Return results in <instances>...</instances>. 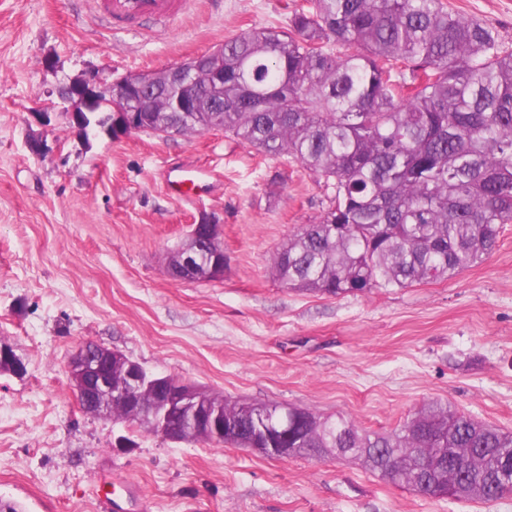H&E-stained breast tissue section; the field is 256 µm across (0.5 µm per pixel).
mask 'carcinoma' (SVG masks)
I'll return each instance as SVG.
<instances>
[{
  "mask_svg": "<svg viewBox=\"0 0 512 512\" xmlns=\"http://www.w3.org/2000/svg\"><path fill=\"white\" fill-rule=\"evenodd\" d=\"M195 76L190 132L287 155L332 189L329 205L271 258L285 285L329 296L451 278L485 260L512 223V51L444 0H304L288 31L227 38ZM183 92L151 87L152 126L179 123ZM217 444L259 409L204 390ZM294 455L346 449L427 498L492 502L512 490V433L432 403L380 434L295 409Z\"/></svg>",
  "mask_w": 512,
  "mask_h": 512,
  "instance_id": "1",
  "label": "carcinoma"
}]
</instances>
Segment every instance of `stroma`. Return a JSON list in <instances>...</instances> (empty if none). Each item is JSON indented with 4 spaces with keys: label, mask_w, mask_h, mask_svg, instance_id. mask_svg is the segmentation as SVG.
Returning <instances> with one entry per match:
<instances>
[{
    "label": "stroma",
    "mask_w": 512,
    "mask_h": 512,
    "mask_svg": "<svg viewBox=\"0 0 512 512\" xmlns=\"http://www.w3.org/2000/svg\"><path fill=\"white\" fill-rule=\"evenodd\" d=\"M302 0H192L173 25L113 30L91 0H0V499L21 512H98L134 481L143 512H512L419 496L361 461L267 458L172 444L136 422L82 412L66 366L85 341L231 402L288 404L389 432L448 402L512 432V224L451 279L341 297L280 283L271 258L319 220L331 194L290 157L212 130L83 141L57 113L38 157L37 107L90 70L117 78L186 61L255 27L287 28ZM512 44V0H449ZM210 167L217 194L168 195L166 168ZM216 216L224 277L170 278L166 253Z\"/></svg>",
    "instance_id": "35a3bbf8"
}]
</instances>
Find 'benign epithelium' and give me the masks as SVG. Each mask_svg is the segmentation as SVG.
<instances>
[{
  "mask_svg": "<svg viewBox=\"0 0 512 512\" xmlns=\"http://www.w3.org/2000/svg\"><path fill=\"white\" fill-rule=\"evenodd\" d=\"M199 60L197 56L176 67L154 72L142 82V86L149 89L158 78L166 75L188 88L187 71L195 70ZM126 85L127 80L123 77L110 80L98 72L82 74L62 85L58 98L66 104V115L75 133L85 139L101 135L119 139L144 130V109L130 110L116 104ZM205 228L213 230L220 228V225L209 216L201 217L198 223L191 225L187 241L167 254L165 267L175 273L176 279L186 282L199 279V238ZM211 238L214 250L211 252L208 279L219 280L224 277V248L221 234H213ZM116 364L125 365L122 378L118 381L112 376V366ZM67 369L77 403L84 412L139 422L172 443L185 442L192 435L200 439L218 438L219 432H210L217 416L201 405L196 397V388L186 381L167 375L151 379L138 362L117 350L92 342L77 348L69 359ZM151 383L157 389L150 401L135 399L134 393ZM99 399L111 404L118 402L131 409V412L120 415L112 412L110 407L98 408L96 402ZM290 410L292 407L288 405H269L247 429V432L254 433L255 440L268 444L262 452L279 458L292 455L293 449L288 447Z\"/></svg>",
  "mask_w": 512,
  "mask_h": 512,
  "instance_id": "1",
  "label": "benign epithelium"
}]
</instances>
